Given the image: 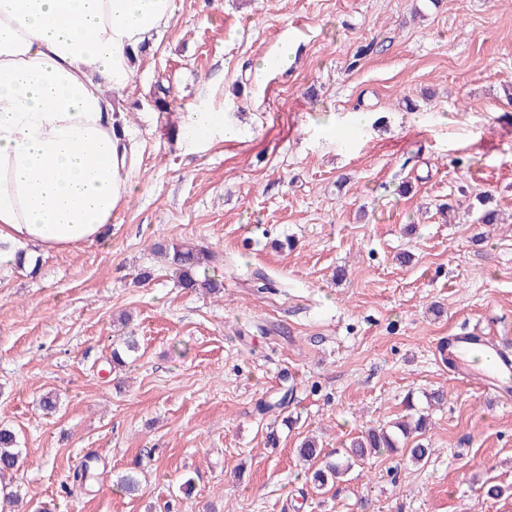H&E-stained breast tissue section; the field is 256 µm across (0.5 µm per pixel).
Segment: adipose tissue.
<instances>
[{
	"mask_svg": "<svg viewBox=\"0 0 512 512\" xmlns=\"http://www.w3.org/2000/svg\"><path fill=\"white\" fill-rule=\"evenodd\" d=\"M174 14L175 0H0V266L16 242L104 243L136 189L118 93ZM238 138L208 105L182 116L185 143Z\"/></svg>",
	"mask_w": 512,
	"mask_h": 512,
	"instance_id": "adipose-tissue-1",
	"label": "adipose tissue"
}]
</instances>
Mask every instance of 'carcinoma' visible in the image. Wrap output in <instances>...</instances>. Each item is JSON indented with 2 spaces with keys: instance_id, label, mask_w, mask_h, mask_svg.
Masks as SVG:
<instances>
[{
  "instance_id": "1",
  "label": "carcinoma",
  "mask_w": 512,
  "mask_h": 512,
  "mask_svg": "<svg viewBox=\"0 0 512 512\" xmlns=\"http://www.w3.org/2000/svg\"><path fill=\"white\" fill-rule=\"evenodd\" d=\"M154 251L168 257L174 267L182 287L195 292L209 295L224 293V281L210 277L204 272L215 258L206 247L190 243H156ZM427 429V418L420 414L412 422H399L379 431L369 430L352 438L349 446L344 449L345 463L325 462L318 464L320 448L313 440H306L297 449L299 459L309 465L313 484L321 490L330 482H336L340 475L348 471L354 464L364 462L375 453L392 452L401 444L412 441L407 454L411 462H422L429 453L424 442ZM21 456L17 436L14 431L0 427V476L13 472L19 465Z\"/></svg>"
}]
</instances>
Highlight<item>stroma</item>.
<instances>
[{
  "label": "stroma",
  "instance_id": "stroma-1",
  "mask_svg": "<svg viewBox=\"0 0 512 512\" xmlns=\"http://www.w3.org/2000/svg\"><path fill=\"white\" fill-rule=\"evenodd\" d=\"M175 4L121 93L137 190L106 243L0 266V427L23 458L6 484L54 512H512L481 488L512 486V404L438 353L473 329L512 352V0ZM203 99L242 140L181 147ZM479 193L501 223H478ZM183 241L219 255L223 296L182 290L152 252ZM413 411L427 463L386 452L307 482L304 437L335 461ZM87 456L98 482L66 495ZM131 469L136 497L115 488Z\"/></svg>",
  "mask_w": 512,
  "mask_h": 512
}]
</instances>
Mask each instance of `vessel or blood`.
Returning <instances> with one entry per match:
<instances>
[{
	"mask_svg": "<svg viewBox=\"0 0 512 512\" xmlns=\"http://www.w3.org/2000/svg\"><path fill=\"white\" fill-rule=\"evenodd\" d=\"M458 377L493 390L500 397L512 392V354L477 334L449 337L439 351Z\"/></svg>",
	"mask_w": 512,
	"mask_h": 512,
	"instance_id": "obj_1",
	"label": "vessel or blood"
}]
</instances>
